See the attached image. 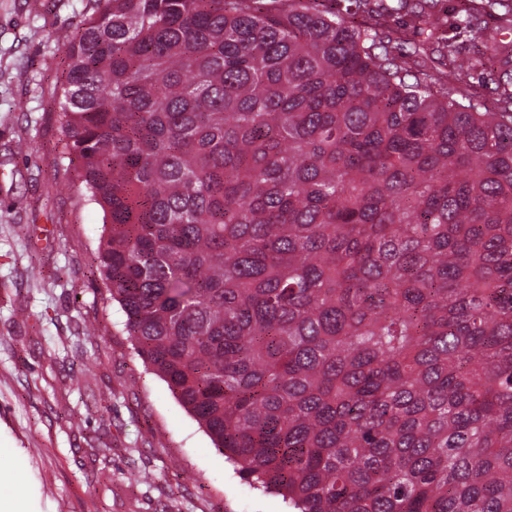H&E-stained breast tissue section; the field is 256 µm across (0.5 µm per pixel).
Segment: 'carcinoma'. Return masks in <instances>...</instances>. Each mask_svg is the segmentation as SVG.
<instances>
[{
  "mask_svg": "<svg viewBox=\"0 0 512 512\" xmlns=\"http://www.w3.org/2000/svg\"><path fill=\"white\" fill-rule=\"evenodd\" d=\"M93 2L59 119L138 356L294 512H512V91L333 0ZM458 52L454 55H448L447 58L441 60L440 63H435L434 76L436 78H443L453 80L457 75V63L461 58H472L475 65L471 66L463 74V87L466 91L474 96L478 101L486 104L493 105L503 93L504 88L510 89V72L507 74L504 71L506 68L502 64H496L494 67H487L475 62L477 59L476 49L469 37L460 36L456 40ZM509 83V84H508Z\"/></svg>",
  "mask_w": 512,
  "mask_h": 512,
  "instance_id": "1",
  "label": "carcinoma"
}]
</instances>
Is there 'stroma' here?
I'll return each instance as SVG.
<instances>
[{"mask_svg":"<svg viewBox=\"0 0 512 512\" xmlns=\"http://www.w3.org/2000/svg\"><path fill=\"white\" fill-rule=\"evenodd\" d=\"M89 0H0V470L22 476L29 512H287L253 489L145 366L96 269L101 208L87 200L57 120L65 49ZM356 21L421 36L406 12ZM435 64L493 105L502 65Z\"/></svg>","mask_w":512,"mask_h":512,"instance_id":"1","label":"stroma"}]
</instances>
